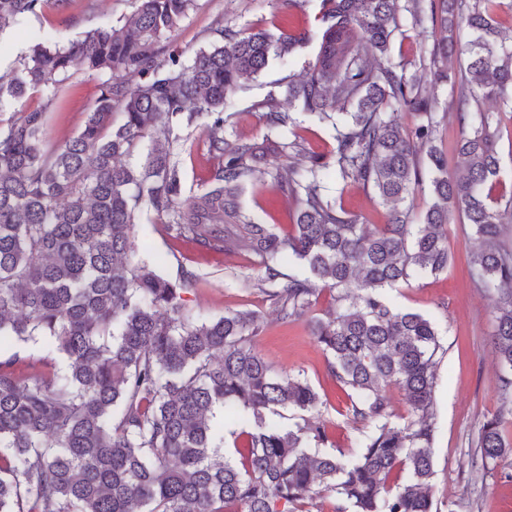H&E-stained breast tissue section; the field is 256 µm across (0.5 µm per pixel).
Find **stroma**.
I'll use <instances>...</instances> for the list:
<instances>
[{
    "instance_id": "stroma-1",
    "label": "stroma",
    "mask_w": 512,
    "mask_h": 512,
    "mask_svg": "<svg viewBox=\"0 0 512 512\" xmlns=\"http://www.w3.org/2000/svg\"><path fill=\"white\" fill-rule=\"evenodd\" d=\"M133 9V0H71L66 9L49 4L35 15L25 16L0 34V76H9L19 58L38 38L65 42L85 32L118 24ZM322 0H307L304 10L285 7L281 0H194L186 17L171 37L183 63L209 47L216 25L237 30L261 28L273 34L301 33L308 39L303 51L292 59L270 61L243 90L233 94L224 109L225 133L232 138L263 142L266 129L260 103L276 96L281 111L291 112L295 124L284 131L285 139H299L308 152L326 156L336 145L334 130L315 117L291 110L285 89L298 79L315 57L322 24ZM431 39L409 26L396 32L390 46L394 59L404 60L408 74L416 76L422 89H429L434 68L430 62ZM97 77L76 73L61 82L46 112L50 145L73 137L81 129L89 108L99 94ZM173 144V156L181 166L185 196L197 194L212 161L205 146L203 128L181 129ZM330 196L362 223L382 224L383 206L369 199L355 185L338 189L335 178L325 182ZM246 210L261 222L274 225L279 235L291 233L296 209L278 194L269 179L257 180L243 195ZM138 249H145L160 262V270L176 279L193 272L196 281L184 299L201 317L215 320L229 311H257L265 318L264 331L256 347L274 371L306 379L319 393L322 404L315 411L328 441L325 453L354 447L363 427L347 413L349 391L338 384L328 369L326 353L312 336L307 320L281 323L266 292L257 289L259 266L248 256L205 252L168 234L155 214L145 215L134 226ZM454 261L437 275H421L387 292L397 307L432 319L438 326L439 353L433 408L437 431L433 443L435 475L432 499L436 512H512V453L475 469L477 434L486 419L504 403L499 389V365L492 335L495 330L494 300L474 288L468 274L467 257L474 247L469 226L449 227Z\"/></svg>"
}]
</instances>
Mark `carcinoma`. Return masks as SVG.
<instances>
[{
	"mask_svg": "<svg viewBox=\"0 0 512 512\" xmlns=\"http://www.w3.org/2000/svg\"><path fill=\"white\" fill-rule=\"evenodd\" d=\"M192 2L136 0L119 26L33 43L15 76L0 79V112L29 91L46 99L0 120V512H305L322 492L335 496L334 512H432L440 335L385 291L448 270V226L463 216L478 243L472 283L497 298L493 345L500 390L512 397V197L493 194L498 119L478 105L512 107V46L495 19L503 0H438L432 63L460 131L451 177L435 144L434 98L389 59L394 34L423 25V0H325L315 60L287 93L335 129L336 147L324 161L297 140L281 143L304 159L286 175L261 167L258 145L226 137L224 107L270 60L298 55L304 37L219 25L186 65L162 39ZM47 3L0 0V34ZM77 72L99 77L100 94L80 131L51 147L45 112ZM261 108L269 132L291 123L275 97ZM403 110L420 118L412 132ZM201 120L212 167L184 201L169 136ZM331 172L384 206L387 222L362 224L338 205L325 193ZM261 175L296 205L286 237L244 210V190ZM425 185L433 200L415 224L406 203ZM147 212L202 250L257 261L256 286L272 287L286 324L319 289L335 292L336 308L312 332L351 392L352 420L368 427L355 447L312 452L328 441L323 426L275 419L279 408L311 413L321 401L258 353L260 313L200 320L182 303L193 273L173 281L132 260L131 231ZM291 256L308 276L283 272ZM28 342L64 357L66 370L18 375L14 345ZM391 386L412 416L403 426L390 421ZM218 410L247 426L237 460L221 453ZM511 417L512 400L482 424L472 466L512 451Z\"/></svg>",
	"mask_w": 512,
	"mask_h": 512,
	"instance_id": "cac0c4a2",
	"label": "carcinoma"
}]
</instances>
